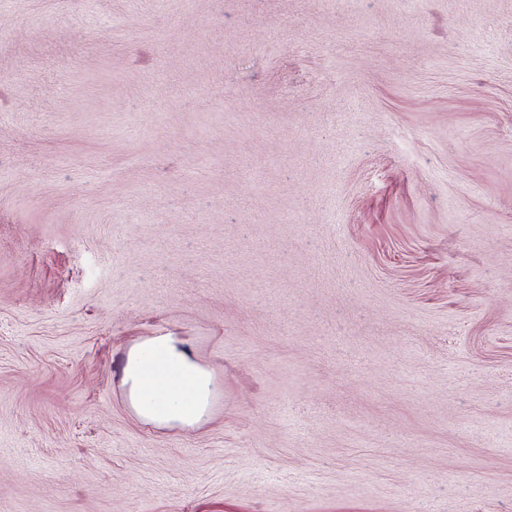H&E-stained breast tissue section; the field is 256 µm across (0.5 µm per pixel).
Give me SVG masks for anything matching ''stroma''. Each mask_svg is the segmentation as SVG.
I'll list each match as a JSON object with an SVG mask.
<instances>
[{
    "instance_id": "obj_1",
    "label": "stroma",
    "mask_w": 512,
    "mask_h": 512,
    "mask_svg": "<svg viewBox=\"0 0 512 512\" xmlns=\"http://www.w3.org/2000/svg\"><path fill=\"white\" fill-rule=\"evenodd\" d=\"M413 504L512 512V0H0V512ZM128 404L140 418L165 427H195L214 394L211 373L174 336L135 344L123 368Z\"/></svg>"
}]
</instances>
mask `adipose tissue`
I'll list each match as a JSON object with an SVG mask.
<instances>
[{"instance_id": "adipose-tissue-1", "label": "adipose tissue", "mask_w": 512, "mask_h": 512, "mask_svg": "<svg viewBox=\"0 0 512 512\" xmlns=\"http://www.w3.org/2000/svg\"><path fill=\"white\" fill-rule=\"evenodd\" d=\"M123 383L137 416L171 428L197 426L214 394L210 372L170 335L149 337L129 350Z\"/></svg>"}]
</instances>
